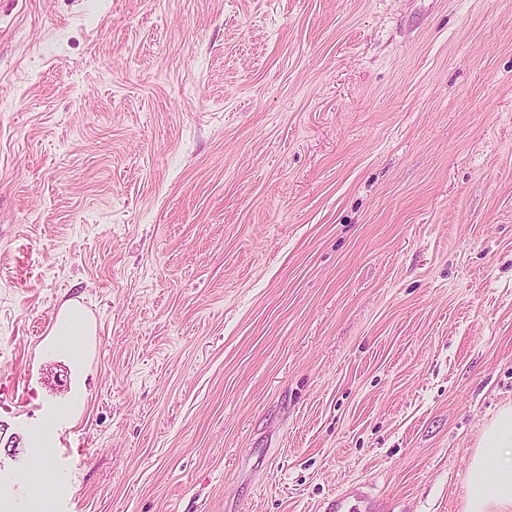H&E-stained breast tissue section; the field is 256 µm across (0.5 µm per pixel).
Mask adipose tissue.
Here are the masks:
<instances>
[{
    "mask_svg": "<svg viewBox=\"0 0 512 512\" xmlns=\"http://www.w3.org/2000/svg\"><path fill=\"white\" fill-rule=\"evenodd\" d=\"M464 512H512V402L485 424L469 464Z\"/></svg>",
    "mask_w": 512,
    "mask_h": 512,
    "instance_id": "adipose-tissue-1",
    "label": "adipose tissue"
}]
</instances>
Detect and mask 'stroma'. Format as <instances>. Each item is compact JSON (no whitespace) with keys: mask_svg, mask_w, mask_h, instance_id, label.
<instances>
[{"mask_svg":"<svg viewBox=\"0 0 512 512\" xmlns=\"http://www.w3.org/2000/svg\"><path fill=\"white\" fill-rule=\"evenodd\" d=\"M509 400L512 0H0V512L66 403L54 512H462ZM384 503L367 484L351 485L344 493L326 503L328 512H381Z\"/></svg>","mask_w":512,"mask_h":512,"instance_id":"stroma-1","label":"stroma"}]
</instances>
